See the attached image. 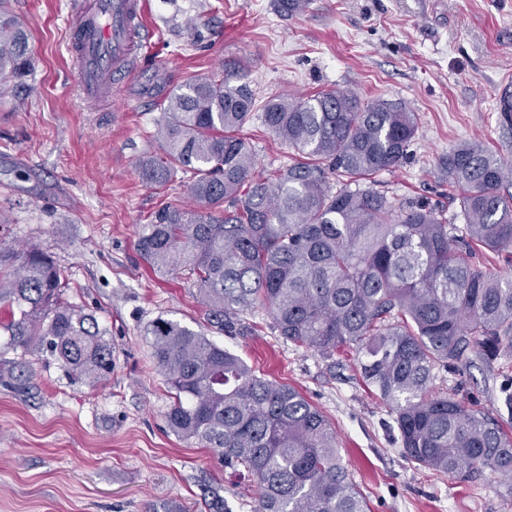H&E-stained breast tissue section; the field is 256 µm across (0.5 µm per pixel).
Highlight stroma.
Returning a JSON list of instances; mask_svg holds the SVG:
<instances>
[{
	"label": "stroma",
	"instance_id": "35a3bbf8",
	"mask_svg": "<svg viewBox=\"0 0 512 512\" xmlns=\"http://www.w3.org/2000/svg\"><path fill=\"white\" fill-rule=\"evenodd\" d=\"M150 40L112 100L86 99L69 49L71 0H10L32 55L29 88L0 74V243L36 246L64 274L69 301L93 314L115 350L109 379L89 387L58 362L25 354L0 331V512H254L257 491L221 471L210 449L168 427L173 403L144 331L170 318L206 332L258 377L298 390L329 420L343 467L371 512H512L496 476L472 482L415 467L388 406L354 353L331 357L286 342L263 309L228 336L203 319L195 281L154 273L135 242L163 205L189 206L181 179L148 183L161 105L187 78L240 64L258 101L351 90L414 112L410 157L376 176L393 202L423 199L460 223L439 164L479 141L512 161V119L497 110L512 85V0H309L284 17L276 0H145ZM258 172L294 152L252 112L240 131ZM435 387L512 425V358L437 370Z\"/></svg>",
	"mask_w": 512,
	"mask_h": 512
}]
</instances>
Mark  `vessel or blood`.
<instances>
[{"label":"vessel or blood","instance_id":"1","mask_svg":"<svg viewBox=\"0 0 512 512\" xmlns=\"http://www.w3.org/2000/svg\"><path fill=\"white\" fill-rule=\"evenodd\" d=\"M140 11V0H74L67 22L85 97H111L115 74L138 67L136 45L149 37L148 29L135 24Z\"/></svg>","mask_w":512,"mask_h":512}]
</instances>
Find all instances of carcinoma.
Returning <instances> with one entry per match:
<instances>
[{"label":"carcinoma","mask_w":512,"mask_h":512,"mask_svg":"<svg viewBox=\"0 0 512 512\" xmlns=\"http://www.w3.org/2000/svg\"><path fill=\"white\" fill-rule=\"evenodd\" d=\"M6 4L0 74L24 85L28 38ZM306 4L277 0L285 17ZM254 106L250 85L228 70L167 98L161 155L144 160L142 175L159 185L188 175L194 208L156 210L138 233L141 259L159 273L188 270L205 322L226 334L264 307L286 341L324 357L352 351L365 385L389 405L407 459L462 481L488 470L512 493V435L434 385L440 368L512 353V279L468 260L474 249L512 252V162L477 141L442 159L459 227L426 202L397 207L366 184L405 162L414 113L351 90L273 96L263 121L299 159L264 176L238 136ZM0 307L12 345L91 386L112 374L107 330L66 300L60 269L38 248L0 244ZM144 335L175 392L169 428L253 481L255 512H368L328 420L296 389L256 376L176 320L159 317Z\"/></svg>","instance_id":"cac0c4a2"}]
</instances>
